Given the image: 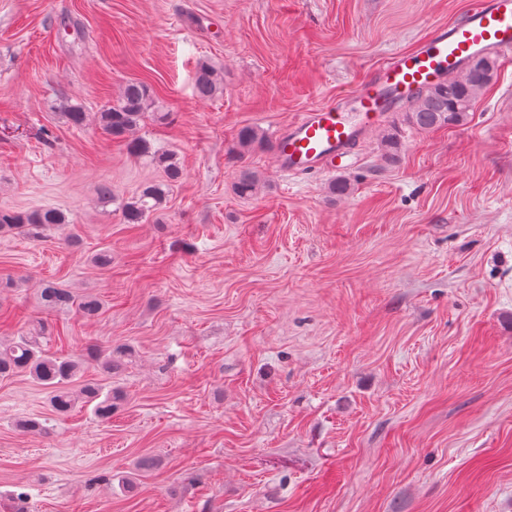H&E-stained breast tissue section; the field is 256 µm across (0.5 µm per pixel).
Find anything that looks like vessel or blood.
<instances>
[{"label": "vessel or blood", "mask_w": 512, "mask_h": 512, "mask_svg": "<svg viewBox=\"0 0 512 512\" xmlns=\"http://www.w3.org/2000/svg\"><path fill=\"white\" fill-rule=\"evenodd\" d=\"M478 57L512 62V0H475L462 20L435 27L415 49L391 54L352 94L300 113L275 134L277 171L308 177L345 169L344 159L358 139Z\"/></svg>", "instance_id": "obj_1"}]
</instances>
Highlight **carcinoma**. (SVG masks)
<instances>
[{
    "label": "carcinoma",
    "instance_id": "1",
    "mask_svg": "<svg viewBox=\"0 0 512 512\" xmlns=\"http://www.w3.org/2000/svg\"><path fill=\"white\" fill-rule=\"evenodd\" d=\"M497 63L488 60L484 67H469L447 83L434 87L408 104L405 120L421 129L457 125L473 111L482 91L492 82ZM195 91L199 98L207 99L220 91V85L212 70L200 67L195 77ZM152 97L148 87L139 82H129L122 87L117 103L104 106L95 113V121L104 134L125 143L129 154L140 155L147 150L146 143L130 137L133 129L148 117ZM64 117L69 125L82 128L90 120L89 113L80 104L64 106ZM259 183L257 175L246 168L239 171L234 182V191L241 198L255 195ZM164 195L160 188L147 185L140 193L123 206L124 219L129 224L142 223L158 210ZM65 223L64 215L53 208L17 215L0 211V231H14L26 227L39 234L55 224ZM46 311L76 309L85 317H96L103 309L100 299L90 295H78L54 282L43 285L39 295ZM43 325L29 329L22 336L0 342V377L26 373L48 389L50 406L58 415H66L77 408L92 411L101 421L112 419V399L118 392L112 385H101L83 379L85 362L91 361L107 377L119 372L132 351L126 347L93 346L85 358L71 359L48 353L43 345Z\"/></svg>",
    "mask_w": 512,
    "mask_h": 512
}]
</instances>
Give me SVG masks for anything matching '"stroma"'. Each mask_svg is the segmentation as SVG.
<instances>
[{
	"label": "stroma",
	"instance_id": "35a3bbf8",
	"mask_svg": "<svg viewBox=\"0 0 512 512\" xmlns=\"http://www.w3.org/2000/svg\"><path fill=\"white\" fill-rule=\"evenodd\" d=\"M470 5L0 0V208L66 217L0 234V337L41 320L63 357L134 350L112 378L85 370L120 391L106 422L0 378V512H512V64L464 124L398 112L358 141L348 194L332 173L279 174L270 147ZM202 66L221 85L208 100ZM130 81L170 115L137 127L139 159L61 109L98 112ZM245 126L262 142L243 151ZM156 151L183 177L125 223L121 204L165 180ZM244 167L261 180L247 199ZM45 281L103 314L46 313ZM220 85L212 70L200 67L195 77V91L199 98L207 99L220 91Z\"/></svg>",
	"mask_w": 512,
	"mask_h": 512
}]
</instances>
